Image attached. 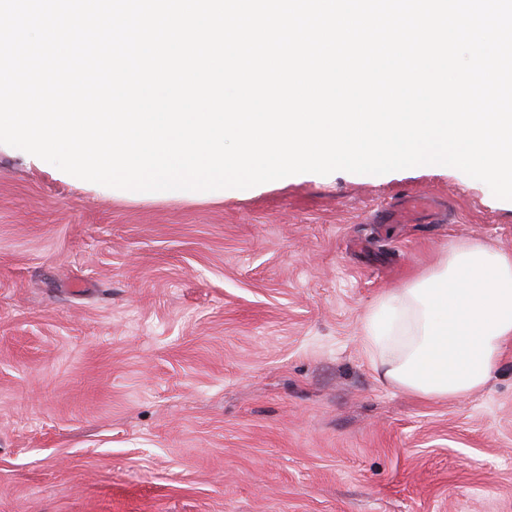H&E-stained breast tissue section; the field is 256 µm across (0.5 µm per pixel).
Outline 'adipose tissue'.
<instances>
[{
  "label": "adipose tissue",
  "mask_w": 512,
  "mask_h": 512,
  "mask_svg": "<svg viewBox=\"0 0 512 512\" xmlns=\"http://www.w3.org/2000/svg\"><path fill=\"white\" fill-rule=\"evenodd\" d=\"M512 340V253L457 245L437 268L379 297L362 344L397 386L426 399L483 387Z\"/></svg>",
  "instance_id": "adipose-tissue-1"
}]
</instances>
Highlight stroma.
I'll list each match as a JSON object with an SVG mask.
<instances>
[{
	"label": "stroma",
	"instance_id": "obj_1",
	"mask_svg": "<svg viewBox=\"0 0 512 512\" xmlns=\"http://www.w3.org/2000/svg\"><path fill=\"white\" fill-rule=\"evenodd\" d=\"M465 240L512 201L453 167L110 196L1 146L0 512H512V342L446 401L360 342ZM436 202V199L428 193L408 194L399 206L385 211L378 224H425L431 222L435 218L422 219L435 215Z\"/></svg>",
	"mask_w": 512,
	"mask_h": 512
}]
</instances>
